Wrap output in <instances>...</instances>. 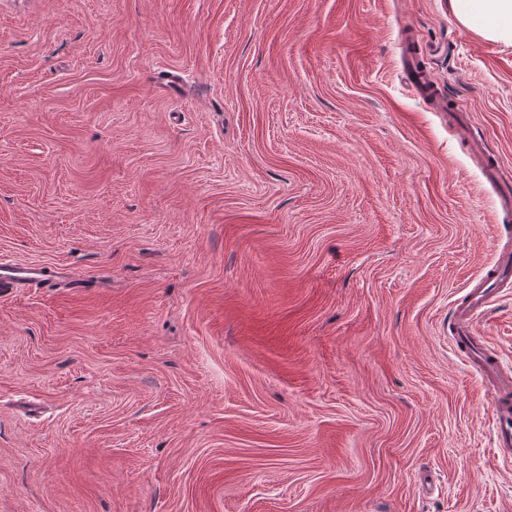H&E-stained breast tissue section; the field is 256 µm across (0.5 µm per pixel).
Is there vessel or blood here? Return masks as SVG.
I'll return each mask as SVG.
<instances>
[{
    "mask_svg": "<svg viewBox=\"0 0 512 512\" xmlns=\"http://www.w3.org/2000/svg\"><path fill=\"white\" fill-rule=\"evenodd\" d=\"M411 89L432 99L440 109H447L448 101L436 94L437 82L432 74L409 63ZM512 277V253L496 252L492 268L470 289L466 300L454 312V338L468 351V364L490 384L488 393L489 410L494 424V445L498 448L512 447V371L505 369L499 357L481 349L476 343V326L480 316L485 314L498 296L499 283ZM68 281L64 268L46 270L39 263L0 262V292L15 288L39 286L47 283L63 285Z\"/></svg>",
    "mask_w": 512,
    "mask_h": 512,
    "instance_id": "obj_1",
    "label": "vessel or blood"
}]
</instances>
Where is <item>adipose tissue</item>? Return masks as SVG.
Masks as SVG:
<instances>
[{"label": "adipose tissue", "instance_id": "ef3b65f1", "mask_svg": "<svg viewBox=\"0 0 512 512\" xmlns=\"http://www.w3.org/2000/svg\"><path fill=\"white\" fill-rule=\"evenodd\" d=\"M454 17L485 39L512 45V0H449Z\"/></svg>", "mask_w": 512, "mask_h": 512}]
</instances>
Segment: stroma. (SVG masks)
<instances>
[{"label": "stroma", "mask_w": 512, "mask_h": 512, "mask_svg": "<svg viewBox=\"0 0 512 512\" xmlns=\"http://www.w3.org/2000/svg\"><path fill=\"white\" fill-rule=\"evenodd\" d=\"M489 161L512 46L448 0H0V259L73 273L0 294V512H512ZM477 329L512 369V283ZM407 64L411 75L409 82L411 89L423 97L433 99L435 105L441 110L451 112L448 110V100L446 98L439 97L436 94V91L438 90L436 80L428 70L419 69L417 67L414 54L412 52H409L408 54ZM512 252L496 250L492 268L466 294V301L454 312V338L458 352L465 346L468 364L490 384L489 410L494 424L495 448H508L503 456L510 455L512 447V371L505 369L499 357L481 349L476 343V326L498 296V284L512 276ZM491 273V274H490Z\"/></svg>", "instance_id": "1"}]
</instances>
